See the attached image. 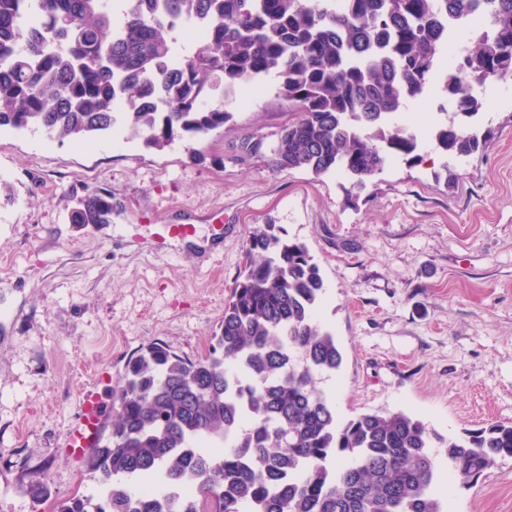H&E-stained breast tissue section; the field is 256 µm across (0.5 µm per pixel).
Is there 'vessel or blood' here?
Instances as JSON below:
<instances>
[{
  "instance_id": "vessel-or-blood-1",
  "label": "vessel or blood",
  "mask_w": 512,
  "mask_h": 512,
  "mask_svg": "<svg viewBox=\"0 0 512 512\" xmlns=\"http://www.w3.org/2000/svg\"><path fill=\"white\" fill-rule=\"evenodd\" d=\"M109 379V372H100L96 384L84 390L79 418L59 444L61 451L74 463L83 462L100 443L106 417L100 404L97 387Z\"/></svg>"
}]
</instances>
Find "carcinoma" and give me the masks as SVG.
Returning <instances> with one entry per match:
<instances>
[{"label": "carcinoma", "instance_id": "carcinoma-1", "mask_svg": "<svg viewBox=\"0 0 512 512\" xmlns=\"http://www.w3.org/2000/svg\"><path fill=\"white\" fill-rule=\"evenodd\" d=\"M481 14L446 70L453 109L433 132L468 157L483 91L512 76V0H0V128L43 130L79 145L125 107L132 135L163 150L233 119L224 99L273 73L297 113L271 149L275 168L341 174L363 190L390 158L417 159V136L391 123L425 98L453 38L445 21ZM202 27L186 55L174 33ZM74 224L112 223V193L89 189ZM210 351L183 358L154 343L125 368L112 430L87 460L96 499L58 512H443L441 467L471 487L512 457V422L443 443L403 412L340 421L320 388L342 365L320 325V268L275 224L255 228Z\"/></svg>", "mask_w": 512, "mask_h": 512}]
</instances>
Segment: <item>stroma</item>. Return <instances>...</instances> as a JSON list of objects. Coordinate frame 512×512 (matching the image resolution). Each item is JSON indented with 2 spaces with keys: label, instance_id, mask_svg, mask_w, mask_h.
<instances>
[{
  "label": "stroma",
  "instance_id": "35a3bbf8",
  "mask_svg": "<svg viewBox=\"0 0 512 512\" xmlns=\"http://www.w3.org/2000/svg\"><path fill=\"white\" fill-rule=\"evenodd\" d=\"M486 93L487 142L447 161L432 88L413 130L423 159L389 161L365 190L271 166L295 118L268 77L249 107L205 138L146 148L123 124L84 148L0 130V512H56L99 476L59 444L101 370L105 412L126 363L152 343L194 359L210 347L253 230L306 245L325 294L320 324L341 369L322 382L336 415L397 412L439 436L512 421V108ZM112 192V221L74 224L88 188ZM188 224L186 238L169 237ZM42 481L46 495L26 487ZM444 512H512V457L471 488L441 487Z\"/></svg>",
  "mask_w": 512,
  "mask_h": 512
}]
</instances>
